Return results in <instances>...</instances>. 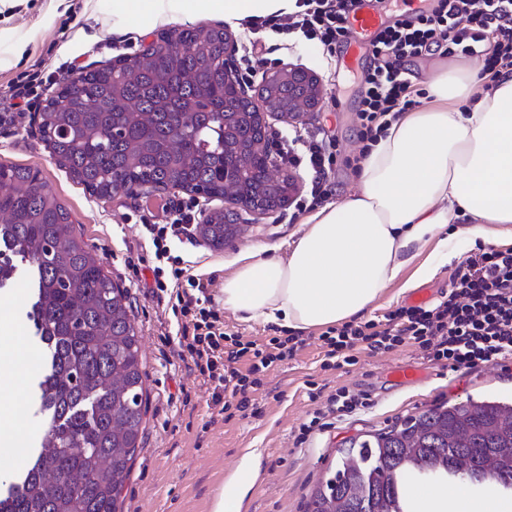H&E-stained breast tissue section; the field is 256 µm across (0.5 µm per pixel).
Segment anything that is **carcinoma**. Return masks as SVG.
Listing matches in <instances>:
<instances>
[{"label": "carcinoma", "mask_w": 512, "mask_h": 512, "mask_svg": "<svg viewBox=\"0 0 512 512\" xmlns=\"http://www.w3.org/2000/svg\"><path fill=\"white\" fill-rule=\"evenodd\" d=\"M258 96L288 116V78L269 79ZM39 133L60 167L100 198L149 185L247 194L265 210L287 200L288 184L264 174L265 127L252 96L227 80L222 28L166 33L139 56L63 79ZM240 231L231 211L200 225L215 249ZM22 265L33 281L26 316L47 355L33 408L50 422L32 466L0 490V512H121L146 403L128 292L39 171L1 164L0 288ZM510 448L512 405L439 403L345 441L305 512H415L407 488L422 476L464 478L477 494L511 492Z\"/></svg>", "instance_id": "carcinoma-1"}]
</instances>
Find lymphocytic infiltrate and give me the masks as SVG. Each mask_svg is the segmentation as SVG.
I'll return each mask as SVG.
<instances>
[{"mask_svg": "<svg viewBox=\"0 0 512 512\" xmlns=\"http://www.w3.org/2000/svg\"><path fill=\"white\" fill-rule=\"evenodd\" d=\"M357 0H296L287 19L248 21L251 34L270 31L300 35L318 41L327 52L348 39L346 19ZM488 44L485 54L476 47ZM443 56L480 55L481 72L499 78L512 71V0H436L426 13L396 19L379 32L372 44L375 63L364 77L358 137L371 145L384 135L401 113L412 110L422 92L403 75L408 58L426 53ZM43 91L38 74L20 76L11 87L9 106L0 108V128H19L22 118ZM294 164L312 174L307 199L297 210L328 201L334 191L330 173L337 159L334 143L320 135L290 143ZM164 223L150 210L139 209L141 237L153 251L150 267L152 293L170 300L175 324L163 340L190 372L202 377L220 412L242 417L255 415L254 394L265 375L300 351L305 341L297 336L268 341L246 340L228 333L215 308L210 288L213 278L192 272L178 247L192 243L198 213L193 204L178 201L162 208ZM319 339L327 366L356 364L362 352L386 353L409 345L448 371L472 370L512 358V248H479L462 261L450 278L448 293L433 303L400 306L381 321H350L327 328ZM369 404L364 393L337 388L323 408L299 428L298 443H305L332 419L355 414Z\"/></svg>", "mask_w": 512, "mask_h": 512, "instance_id": "obj_1", "label": "lymphocytic infiltrate"}]
</instances>
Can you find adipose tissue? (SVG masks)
<instances>
[{"mask_svg":"<svg viewBox=\"0 0 512 512\" xmlns=\"http://www.w3.org/2000/svg\"><path fill=\"white\" fill-rule=\"evenodd\" d=\"M295 0H112V24L148 31L176 20L284 16ZM474 64L433 75L428 100L402 113L361 160L357 192L307 216L286 255L255 247L239 255L219 301L241 321L292 331L362 317L402 270L434 243L438 260L463 257L476 244L512 233V73L477 93ZM453 235H446L448 225ZM34 355L16 327L0 338V391L17 392ZM260 472L247 453L212 512H242ZM424 512H512V500H478L441 488Z\"/></svg>","mask_w":512,"mask_h":512,"instance_id":"adipose-tissue-1","label":"adipose tissue"}]
</instances>
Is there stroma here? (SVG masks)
I'll list each match as a JSON object with an SVG mask.
<instances>
[{"label":"stroma","instance_id":"stroma-1","mask_svg":"<svg viewBox=\"0 0 512 512\" xmlns=\"http://www.w3.org/2000/svg\"><path fill=\"white\" fill-rule=\"evenodd\" d=\"M112 10V0H0V107L10 102L11 82L36 69L50 78L43 95L51 97L62 78H78L114 60L142 53L170 30L189 26L219 27L218 17L172 21L148 32L127 26L119 33L103 34L102 20ZM266 62L258 66L248 93H257L267 76L289 64L317 75L322 82L320 108L297 119L264 113L270 143L286 135L326 131L343 156L334 165V201L356 190L355 172L345 157L358 155L356 114L360 108L363 79L369 62L354 72L344 66L345 48L328 55L314 40L267 35L262 47ZM38 111L27 112L19 131L0 132V164L38 169L48 188L71 213L85 243L102 259L113 280L127 289L131 318L141 338L145 371V431L132 473L122 493V512H211L214 497L235 471L245 449L261 453V474L251 486L242 512H305L310 490L335 470L338 450L349 438L376 432L404 416L441 402L469 399L512 400V368L489 366L455 373L442 369L414 347L404 346L383 354L361 353L353 365L323 368L324 351L318 331L305 332V346L291 359L270 371L255 399L258 415L226 417L210 406L202 378L159 336L173 315L160 304L144 282L134 285L120 262L126 248H139L140 228L132 214L136 198L123 193L102 199L91 195L59 167L41 141ZM279 167L290 170L297 183L283 206L256 215L241 213L246 228L241 240L217 250L197 239L190 250L193 271L223 282L235 268L239 253L266 247L285 254L300 220L294 219V202L307 189L310 176L304 167L291 164L286 154L276 156ZM413 366L418 378L393 381L396 365ZM369 395L371 404L334 426L315 432L305 444L295 442L299 426L319 408L309 392L331 393L339 387Z\"/></svg>","mask_w":512,"mask_h":512}]
</instances>
